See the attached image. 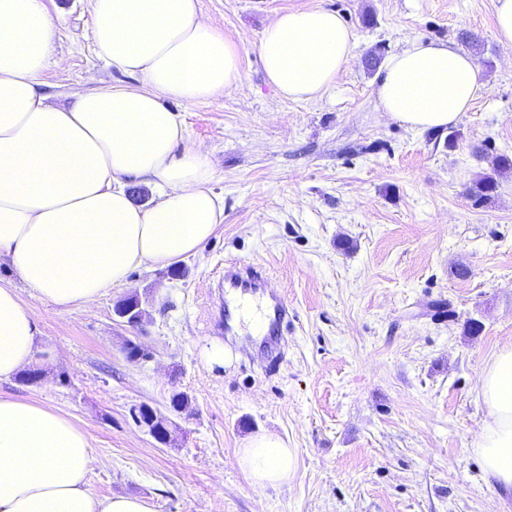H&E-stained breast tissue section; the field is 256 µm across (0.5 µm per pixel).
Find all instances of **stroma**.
Wrapping results in <instances>:
<instances>
[{"label": "stroma", "instance_id": "obj_1", "mask_svg": "<svg viewBox=\"0 0 512 512\" xmlns=\"http://www.w3.org/2000/svg\"><path fill=\"white\" fill-rule=\"evenodd\" d=\"M58 20L40 80L51 102L140 85L95 53L90 0H44ZM241 55L229 93L175 103L209 152L224 222L193 255L140 268L95 302L56 311L21 287L43 354L38 383L0 395L66 415L90 437L100 496L147 499L154 512H512L473 451L486 414L478 380L512 348V177L491 202L467 186L512 155V44L495 0H199ZM336 11L357 46L335 85L282 99L258 57L264 30L294 10ZM486 89L449 130H414L376 107V80L407 40L458 42ZM262 268L294 314L287 334L224 333L230 263ZM466 276H458V269ZM146 301L139 330L114 309ZM481 329L470 331L471 321ZM149 347L129 362L127 342ZM224 346L223 360L211 355ZM188 397L186 411L170 405ZM147 404L167 441L138 427ZM297 453L289 482L258 486L236 455L251 436Z\"/></svg>", "mask_w": 512, "mask_h": 512}]
</instances>
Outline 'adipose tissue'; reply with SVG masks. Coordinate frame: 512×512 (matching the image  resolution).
Here are the masks:
<instances>
[{
  "label": "adipose tissue",
  "instance_id": "ef3b65f1",
  "mask_svg": "<svg viewBox=\"0 0 512 512\" xmlns=\"http://www.w3.org/2000/svg\"><path fill=\"white\" fill-rule=\"evenodd\" d=\"M91 8L97 56L142 84L61 106L40 81L56 19L43 0H0V261L61 312L96 301L138 267L165 268L196 253L213 235L224 220L215 168L168 103L210 100L242 78L237 48L201 17L198 0H91ZM355 46L336 12L313 8L281 14L258 54L283 99L312 101L335 83ZM485 87L468 53L415 38L388 58L376 103L406 126L441 130ZM132 182L153 188L150 205L133 201ZM18 289L0 285V382L39 354ZM479 387L486 415L475 452L486 478L512 490V348L491 359ZM236 463L254 484L275 485L294 475L297 456L262 434ZM96 464L70 418L0 397V512H152L139 497L94 494Z\"/></svg>",
  "mask_w": 512,
  "mask_h": 512
}]
</instances>
